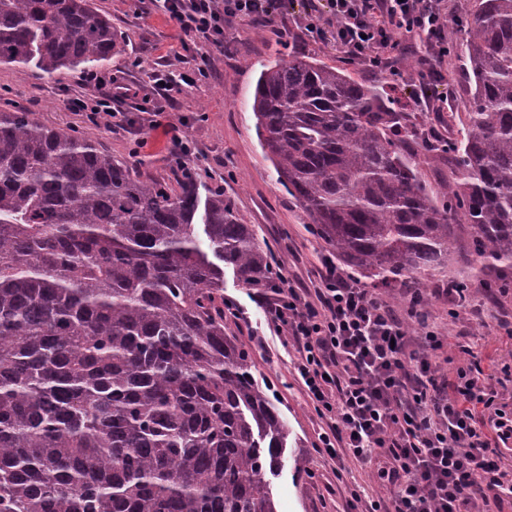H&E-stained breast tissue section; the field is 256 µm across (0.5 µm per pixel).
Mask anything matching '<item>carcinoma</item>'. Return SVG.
<instances>
[{"label": "carcinoma", "mask_w": 512, "mask_h": 512, "mask_svg": "<svg viewBox=\"0 0 512 512\" xmlns=\"http://www.w3.org/2000/svg\"><path fill=\"white\" fill-rule=\"evenodd\" d=\"M471 14L441 207L378 87L294 55L253 95L316 234L418 298L459 258L512 274V0ZM122 44L94 0H0V65L49 79ZM226 268L256 291L279 280L223 190L144 180L90 137L0 110V512H277L288 425L224 318Z\"/></svg>", "instance_id": "1"}]
</instances>
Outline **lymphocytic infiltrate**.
Wrapping results in <instances>:
<instances>
[{"mask_svg":"<svg viewBox=\"0 0 512 512\" xmlns=\"http://www.w3.org/2000/svg\"><path fill=\"white\" fill-rule=\"evenodd\" d=\"M195 45L184 71L158 68L148 84L89 70L85 94L67 102L92 122L127 127L120 108L133 99L142 112H163L177 94L211 73L212 52L243 24L284 19L294 0H151ZM302 34L333 39L360 62L379 66L400 49L399 35L424 39L429 55H448L447 13L441 0H327L305 12ZM269 322L292 349V374L322 422L320 453L331 465H372L386 493L367 501L352 492L347 512H497L512 501V462L501 445L512 441V415L495 404L487 377L433 363L444 338L426 332L412 343L402 316L377 289L343 275L323 258L313 287L283 281L267 294Z\"/></svg>","mask_w":512,"mask_h":512,"instance_id":"1","label":"lymphocytic infiltrate"}]
</instances>
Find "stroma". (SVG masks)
<instances>
[{"mask_svg":"<svg viewBox=\"0 0 512 512\" xmlns=\"http://www.w3.org/2000/svg\"><path fill=\"white\" fill-rule=\"evenodd\" d=\"M95 3L124 36L122 52L106 63V70L122 72L128 81L142 82L157 65L183 68L180 33L165 15H141L140 0ZM442 5L448 11L452 49L447 58L431 59L425 67L419 63L424 45L414 38H403L405 51L391 65L371 67L332 45L299 38L292 25L280 37L261 25L242 26L229 35L223 54L214 57L210 79L179 94L174 107L156 115L152 128L141 135L132 129H109L104 123L87 121L67 110L68 96L83 91L76 71H61L47 81L0 66V109L21 108L43 124L88 134L113 157L134 164L139 176L168 183L176 173L168 160L172 136H187L196 147L190 166L202 188L222 187L246 223L252 225L277 271L294 284L305 285L330 249L314 234L300 205L278 183L260 147L251 110L260 67L291 54L312 56L355 80L394 89L396 96L428 100L448 91L462 63L458 45L467 13L460 0H442ZM468 291L467 302L460 305L439 278L427 279L422 290V308L446 341L444 349L451 358L448 372H455L472 355L480 360L484 372H491L489 356L494 352L500 364L512 367V339L493 329L497 317H512V287L489 289L474 278ZM224 298L242 313L241 319L229 321L237 336L266 337V348L251 351L253 372L269 385L291 431L284 465L270 479L278 512H344L349 489L359 485L366 495H374L378 486L371 483L368 470L350 462L342 476H334L317 452L321 422L300 394L290 372V357L271 333L268 314L255 291L244 288L228 270L224 273ZM463 344L470 346L471 355L460 353Z\"/></svg>","mask_w":512,"mask_h":512,"instance_id":"stroma-1","label":"stroma"}]
</instances>
